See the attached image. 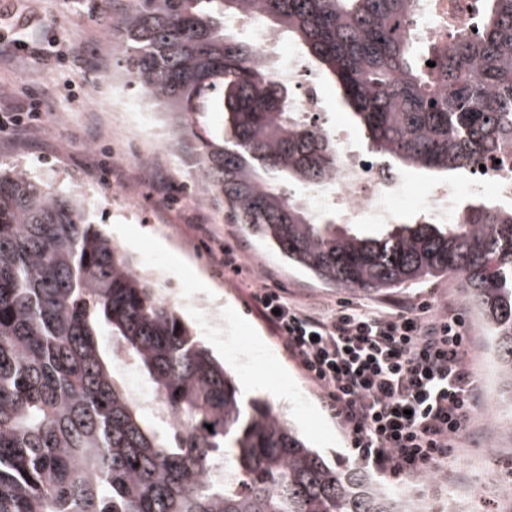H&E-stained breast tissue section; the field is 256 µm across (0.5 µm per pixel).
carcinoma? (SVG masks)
<instances>
[{"label":"carcinoma","mask_w":512,"mask_h":512,"mask_svg":"<svg viewBox=\"0 0 512 512\" xmlns=\"http://www.w3.org/2000/svg\"><path fill=\"white\" fill-rule=\"evenodd\" d=\"M476 2L441 47L415 38L417 0H112L102 49L165 112L224 103L220 134L184 129L197 176L287 265L377 294L459 277L512 389V206L470 203L456 224L426 217L379 237L312 214L288 185L328 186L336 143L229 25L249 14L295 41L388 168L465 175L512 166V0ZM120 355L159 409L119 380ZM0 512L419 508L333 467L266 399H244L85 199L19 169L0 173Z\"/></svg>","instance_id":"carcinoma-1"}]
</instances>
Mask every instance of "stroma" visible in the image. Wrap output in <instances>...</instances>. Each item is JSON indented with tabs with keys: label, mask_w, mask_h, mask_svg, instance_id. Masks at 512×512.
<instances>
[{
	"label": "stroma",
	"mask_w": 512,
	"mask_h": 512,
	"mask_svg": "<svg viewBox=\"0 0 512 512\" xmlns=\"http://www.w3.org/2000/svg\"><path fill=\"white\" fill-rule=\"evenodd\" d=\"M14 7L32 19L26 34L40 42L44 56L1 57L0 97L40 105L42 115L26 133L0 129V166H15L55 187L79 191L91 204L94 222L107 232L138 227L139 238L120 240V247L138 264L153 268L161 293L224 361L239 386L270 400L340 469L352 463L342 426L253 308L243 277L216 264L213 251L231 245L261 282L277 284L289 297L319 308L350 301L390 310L422 297L436 309L460 314L469 341L467 363L481 386L479 402L466 432L437 467L436 482L412 475L392 488L442 512L457 488L470 485L475 489L470 504L477 512H512V497L499 487L512 479V403L501 398L505 387L461 280L448 274L373 294L326 286L287 266L234 224L223 201L198 180L193 143L177 140L179 118L167 116L162 138L131 119L128 108L142 95L127 81L114 86L122 68L101 49L107 37L101 16L111 12L110 0H15ZM320 84L326 101L322 122L340 133L352 154L368 157L363 134L336 101L334 84L326 78ZM158 239L165 250L155 248ZM174 254L209 283L208 294L172 273ZM200 298L215 310L217 329H210L204 313L195 308ZM282 388L287 399H276ZM490 474L498 476V483L487 484Z\"/></svg>",
	"instance_id": "35a3bbf8"
}]
</instances>
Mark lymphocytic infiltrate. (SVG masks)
<instances>
[{
  "instance_id": "lymphocytic-infiltrate-1",
  "label": "lymphocytic infiltrate",
  "mask_w": 512,
  "mask_h": 512,
  "mask_svg": "<svg viewBox=\"0 0 512 512\" xmlns=\"http://www.w3.org/2000/svg\"><path fill=\"white\" fill-rule=\"evenodd\" d=\"M250 299L330 403L360 466L397 481L447 459L479 391L459 315L425 301L396 311L344 303L320 313L268 285Z\"/></svg>"
}]
</instances>
